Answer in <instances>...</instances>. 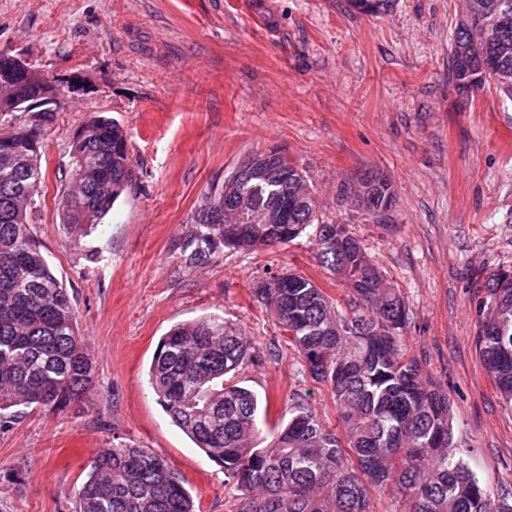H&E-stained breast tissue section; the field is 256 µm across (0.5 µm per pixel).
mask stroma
<instances>
[{
    "label": "stroma",
    "instance_id": "1",
    "mask_svg": "<svg viewBox=\"0 0 512 512\" xmlns=\"http://www.w3.org/2000/svg\"><path fill=\"white\" fill-rule=\"evenodd\" d=\"M264 2L270 29L246 0H0V51L85 86L39 130L45 181L31 229L73 297L94 366L67 408L30 409L0 428V512H74L117 437L164 458L196 512H236L223 468L149 383L157 344L179 322L224 317L260 351L239 377L271 417L299 396L336 427L326 386L253 293L267 273L291 271L346 304L347 284L321 266L311 236L249 251L218 244L204 263L190 259L201 195L272 146L400 292L403 341L447 390L460 453L491 499L512 494V403L475 345L484 282L512 267V100L487 89L467 101L448 81L463 0H395L378 15L347 0ZM98 112L127 132L131 177L79 238L61 224L58 197L73 139ZM368 171L396 192L383 224L337 198Z\"/></svg>",
    "mask_w": 512,
    "mask_h": 512
}]
</instances>
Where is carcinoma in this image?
<instances>
[{"instance_id":"obj_1","label":"carcinoma","mask_w":512,"mask_h":512,"mask_svg":"<svg viewBox=\"0 0 512 512\" xmlns=\"http://www.w3.org/2000/svg\"><path fill=\"white\" fill-rule=\"evenodd\" d=\"M393 0H348L366 15ZM451 83L465 99L493 86L512 99V0H466L452 36ZM57 85L0 53V118L14 112L27 127L0 135V422L22 410L57 409L92 382L93 367L70 293L51 271L31 232L44 180L37 132L59 110ZM128 136L105 115L90 116L74 137L68 178L58 199L62 223L80 233L112 209L130 177ZM365 212L387 216L395 191L382 175ZM266 223L253 224L254 214ZM202 262L212 247L249 250L287 244L307 229L322 267L348 282L353 297L335 304L310 277L288 273L279 288L254 293L287 334L310 378L328 387L341 432L323 424L303 398L289 404L287 425L237 376L257 360L254 345L221 316L174 325L156 348L149 381L160 405L241 491L237 512H375L372 495H390L404 512H512L488 499L456 447L446 392L408 354L404 299L345 226L321 217L302 169L272 148L247 157L205 192L194 212ZM479 360L512 403V269L486 279L479 302ZM272 447L254 441L260 425ZM76 512H195L177 474L160 456L120 441L98 452L77 493Z\"/></svg>"}]
</instances>
